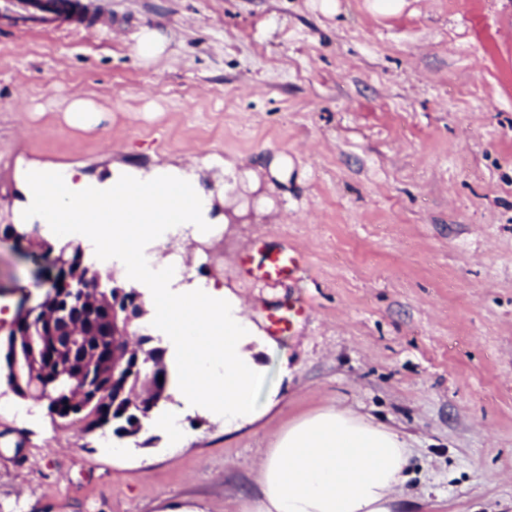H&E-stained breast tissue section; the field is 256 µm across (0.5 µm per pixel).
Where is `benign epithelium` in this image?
<instances>
[{
	"label": "benign epithelium",
	"instance_id": "1",
	"mask_svg": "<svg viewBox=\"0 0 512 512\" xmlns=\"http://www.w3.org/2000/svg\"><path fill=\"white\" fill-rule=\"evenodd\" d=\"M47 252L54 253L63 287L52 285L37 305L21 306L5 337H0V367L8 385L27 398L31 396L29 378L41 374L64 377L75 393L72 404L77 405L99 396L98 383L108 378L115 401L127 398V408L149 416L167 399L166 392L139 389L137 395L129 394L132 346L124 345V340L138 335L134 322L145 314L140 294L103 280L98 270L72 259L64 245L57 250L49 245ZM37 319L47 324L52 336L48 368L39 352L23 355L30 343L26 328Z\"/></svg>",
	"mask_w": 512,
	"mask_h": 512
}]
</instances>
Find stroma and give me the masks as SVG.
<instances>
[{"label": "stroma", "instance_id": "obj_1", "mask_svg": "<svg viewBox=\"0 0 512 512\" xmlns=\"http://www.w3.org/2000/svg\"><path fill=\"white\" fill-rule=\"evenodd\" d=\"M91 2L103 22L77 28L0 11V224L34 161L99 182L195 168L218 222L156 255L244 307L262 416L228 433L188 411L178 443L151 419L107 450L1 384L0 512H256L277 432L331 406L405 432L407 512H512V0ZM144 26L167 42L149 62ZM78 98L96 125L71 122ZM41 236L0 241L1 315L49 288ZM287 246L302 270L259 280ZM291 301L305 313L271 333Z\"/></svg>", "mask_w": 512, "mask_h": 512}]
</instances>
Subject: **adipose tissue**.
Listing matches in <instances>:
<instances>
[{
	"label": "adipose tissue",
	"instance_id": "ef3b65f1",
	"mask_svg": "<svg viewBox=\"0 0 512 512\" xmlns=\"http://www.w3.org/2000/svg\"><path fill=\"white\" fill-rule=\"evenodd\" d=\"M27 175V207L17 211V223L51 216L60 232L88 239L97 255H115L128 277L152 282V314L181 355L170 382L173 397L223 419L228 431L253 422L264 371L241 305L225 291L189 281L186 266L170 268L147 248L149 240L175 231L202 233L212 198L194 169L130 170L103 184L75 180L72 171L48 165H32ZM174 204L181 213L172 226L161 214ZM95 211L106 212L107 222L72 220ZM408 465L399 429L328 407L289 423L266 450L257 512H398Z\"/></svg>",
	"mask_w": 512,
	"mask_h": 512
}]
</instances>
